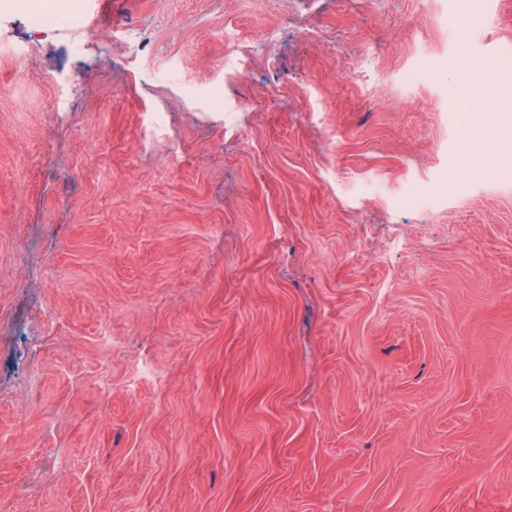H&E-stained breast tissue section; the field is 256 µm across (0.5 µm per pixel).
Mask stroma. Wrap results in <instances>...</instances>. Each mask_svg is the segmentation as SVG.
<instances>
[{"label": "stroma", "instance_id": "35a3bbf8", "mask_svg": "<svg viewBox=\"0 0 512 512\" xmlns=\"http://www.w3.org/2000/svg\"><path fill=\"white\" fill-rule=\"evenodd\" d=\"M88 2L0 17V512H512V0ZM86 15L87 2L71 0L64 7L38 15L36 21L54 31L60 29L75 34L77 38L69 42L68 51L72 55H78L84 50V39L93 35L87 25Z\"/></svg>", "mask_w": 512, "mask_h": 512}]
</instances>
